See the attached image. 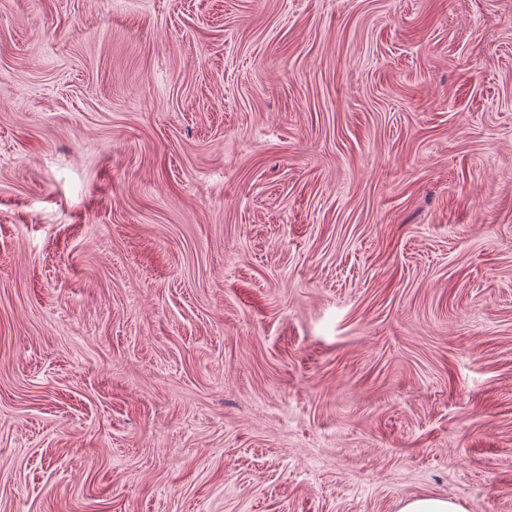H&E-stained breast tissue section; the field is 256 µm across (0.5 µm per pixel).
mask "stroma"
<instances>
[{
	"label": "stroma",
	"instance_id": "obj_1",
	"mask_svg": "<svg viewBox=\"0 0 512 512\" xmlns=\"http://www.w3.org/2000/svg\"><path fill=\"white\" fill-rule=\"evenodd\" d=\"M512 512V0H0V512ZM457 503L438 497L419 496L408 499L399 512H463Z\"/></svg>",
	"mask_w": 512,
	"mask_h": 512
}]
</instances>
